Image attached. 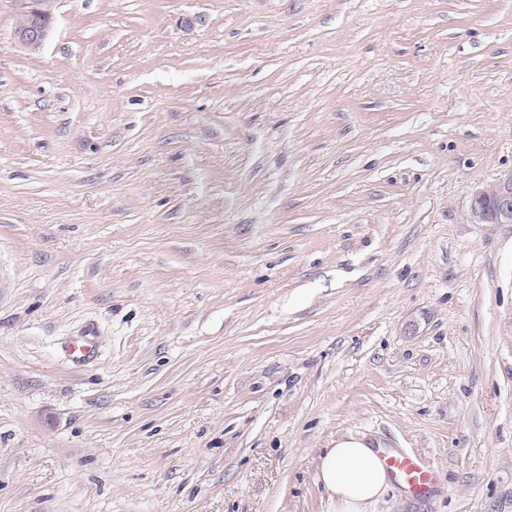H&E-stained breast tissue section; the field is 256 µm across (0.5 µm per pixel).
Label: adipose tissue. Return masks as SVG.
<instances>
[{
	"instance_id": "obj_1",
	"label": "adipose tissue",
	"mask_w": 512,
	"mask_h": 512,
	"mask_svg": "<svg viewBox=\"0 0 512 512\" xmlns=\"http://www.w3.org/2000/svg\"><path fill=\"white\" fill-rule=\"evenodd\" d=\"M319 479L336 500V512H373L391 479L381 450L361 438L338 439L320 460Z\"/></svg>"
}]
</instances>
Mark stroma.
<instances>
[{
    "instance_id": "stroma-1",
    "label": "stroma",
    "mask_w": 512,
    "mask_h": 512,
    "mask_svg": "<svg viewBox=\"0 0 512 512\" xmlns=\"http://www.w3.org/2000/svg\"><path fill=\"white\" fill-rule=\"evenodd\" d=\"M18 7L0 512H336L349 435L438 468L375 512H512V0ZM20 8L13 30V44L36 51L42 48L52 30L57 0H17ZM470 214L475 224H512V170L473 191Z\"/></svg>"
}]
</instances>
